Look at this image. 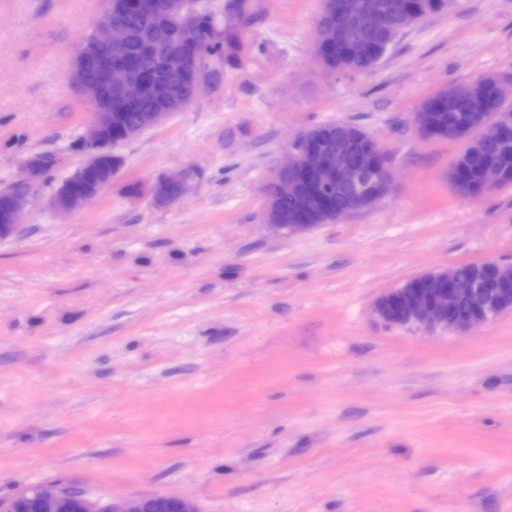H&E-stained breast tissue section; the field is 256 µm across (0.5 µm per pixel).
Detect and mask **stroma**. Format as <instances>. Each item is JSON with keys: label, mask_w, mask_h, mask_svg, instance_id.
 <instances>
[{"label": "stroma", "mask_w": 512, "mask_h": 512, "mask_svg": "<svg viewBox=\"0 0 512 512\" xmlns=\"http://www.w3.org/2000/svg\"><path fill=\"white\" fill-rule=\"evenodd\" d=\"M322 0H259L238 66L117 147L101 195L48 201L82 162L72 59L105 0H0V188L50 155L0 241V497L76 484L199 512H512V311L464 334L384 325L379 295L512 259V187L459 197L460 141L413 114L451 81L512 83V0H450L375 70L313 57ZM354 121L394 162L373 209L272 232L265 186L294 137ZM181 173L187 191L149 188Z\"/></svg>", "instance_id": "1"}]
</instances>
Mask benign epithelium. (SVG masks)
<instances>
[{
	"label": "benign epithelium",
	"mask_w": 512,
	"mask_h": 512,
	"mask_svg": "<svg viewBox=\"0 0 512 512\" xmlns=\"http://www.w3.org/2000/svg\"><path fill=\"white\" fill-rule=\"evenodd\" d=\"M403 6V0H369L360 19L359 40L370 41L385 29V16ZM195 10L189 0L179 5L166 6V15L156 16V11L145 13L143 31L145 51L157 49L158 34L170 31L167 21L183 26L192 23ZM127 34L112 23V6H107L102 19L92 32L91 41L82 44L73 59L71 80L79 94L96 104L92 113L88 134L77 143L84 155L83 163L76 168L53 195L50 204L59 213L67 214L97 198L112 180L103 183L84 182L77 191L69 185L77 180L87 165L112 164V143L106 132L112 123V101L134 98L164 97L182 101L183 94L156 83L142 82L132 64L125 58ZM109 47L106 55L98 54L100 45ZM189 99L195 100L202 86L209 81L206 71L196 66L189 72ZM168 112H147L141 123L125 129L123 140L128 141L143 131L162 125ZM481 135L486 140L501 136V126L482 116L475 119ZM501 173L494 164L486 166L482 174L483 193L499 186ZM393 186V161L391 156L372 136L357 142L346 133L345 125H336V140L331 141L320 131L314 135L301 133L291 144L287 160L276 167L267 183L266 216L273 229L286 234H304L315 228L313 224H282L277 220L275 205L280 194L292 192L299 200L297 213L303 214L313 207L315 188L334 190L349 198L354 207L351 214L365 212L384 199ZM184 192L185 184L177 178H164L154 183L152 197H166L171 188ZM31 190L14 191L9 203L0 212V241L13 236L24 223V208ZM497 271L492 280H465L459 275V266L426 273L424 286H402L379 296L373 305L376 318L390 327L412 326L426 332L464 333L497 314L500 307L512 305V294L506 288H496L494 283L506 275H512V261L495 260L479 263ZM469 302L473 311L470 316L458 319L452 308L458 299ZM33 494L35 512H161L170 507L174 512H199L191 500L169 496L151 495L127 499L110 505L95 500L82 492L73 495L58 485L37 486L34 490L23 489L7 500H0V512H14L19 497Z\"/></svg>",
	"instance_id": "obj_1"
}]
</instances>
